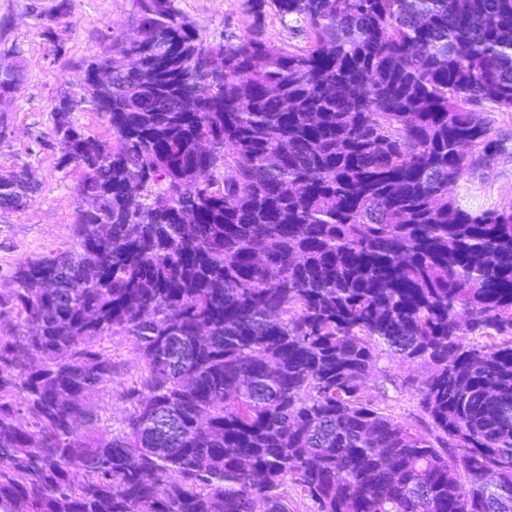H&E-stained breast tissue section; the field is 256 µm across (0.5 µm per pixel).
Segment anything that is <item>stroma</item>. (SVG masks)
<instances>
[{
	"instance_id": "stroma-1",
	"label": "stroma",
	"mask_w": 512,
	"mask_h": 512,
	"mask_svg": "<svg viewBox=\"0 0 512 512\" xmlns=\"http://www.w3.org/2000/svg\"><path fill=\"white\" fill-rule=\"evenodd\" d=\"M57 2L0 0V61L20 60L24 72L20 90L0 98V122L8 127L6 137L0 139V172L26 168L37 186L24 208L0 210V289L8 287L20 262L70 247L71 224L79 205L76 186L82 173L59 163L52 108L61 92L81 77L88 60L137 25L132 0H69L68 12L56 27L62 46L56 55L35 12L50 9ZM175 6L213 43L225 38L236 41L252 29L248 0H175ZM16 49L21 52L17 58L12 55ZM484 116L503 148L494 161L476 166L454 191L460 204L474 212L512 205V112L490 105ZM112 356L117 373L89 399L103 419L107 438L121 427L130 410L123 393L138 367L135 339L114 338ZM430 371L424 362H408L383 351L366 390L395 419L422 432L429 420L415 391L402 381L408 376L424 379Z\"/></svg>"
}]
</instances>
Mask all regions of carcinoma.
Instances as JSON below:
<instances>
[{"instance_id":"obj_1","label":"carcinoma","mask_w":512,"mask_h":512,"mask_svg":"<svg viewBox=\"0 0 512 512\" xmlns=\"http://www.w3.org/2000/svg\"><path fill=\"white\" fill-rule=\"evenodd\" d=\"M133 6L143 41L53 107L97 205L0 289V512H288L290 482L309 512H512V206L453 196L499 151L484 106L512 112V0H252L227 44ZM268 7L307 46L272 50ZM35 192L0 176V209ZM116 336L139 367L106 440ZM384 349L432 367L423 433L365 393ZM73 117L77 124L82 126L88 133L102 141L112 142V129L107 120L91 104H82L73 113Z\"/></svg>"}]
</instances>
